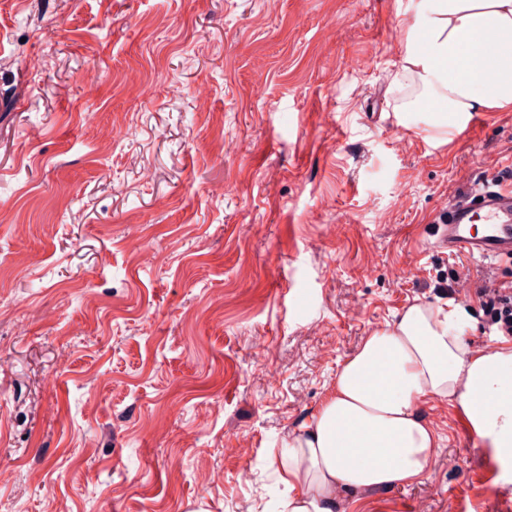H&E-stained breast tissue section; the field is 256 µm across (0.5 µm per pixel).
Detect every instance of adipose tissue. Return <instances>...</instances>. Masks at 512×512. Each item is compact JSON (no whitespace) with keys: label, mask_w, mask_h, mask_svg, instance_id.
Segmentation results:
<instances>
[{"label":"adipose tissue","mask_w":512,"mask_h":512,"mask_svg":"<svg viewBox=\"0 0 512 512\" xmlns=\"http://www.w3.org/2000/svg\"><path fill=\"white\" fill-rule=\"evenodd\" d=\"M407 31L403 74L432 88L440 120L463 128L478 112L512 111V0H429ZM466 312L414 303L366 336L332 391L291 435L276 512H336L342 496L420 481L442 437L427 398L451 403L470 436L512 465V342L472 349Z\"/></svg>","instance_id":"ef3b65f1"}]
</instances>
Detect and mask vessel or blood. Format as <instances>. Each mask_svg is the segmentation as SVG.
Returning a JSON list of instances; mask_svg holds the SVG:
<instances>
[{
    "label": "vessel or blood",
    "mask_w": 512,
    "mask_h": 512,
    "mask_svg": "<svg viewBox=\"0 0 512 512\" xmlns=\"http://www.w3.org/2000/svg\"><path fill=\"white\" fill-rule=\"evenodd\" d=\"M433 246L442 253L492 261L512 255V187L475 183L454 196L435 221Z\"/></svg>",
    "instance_id": "obj_1"
}]
</instances>
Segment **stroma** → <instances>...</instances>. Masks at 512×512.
I'll list each match as a JSON object with an SVG mask.
<instances>
[{"instance_id": "1", "label": "stroma", "mask_w": 512, "mask_h": 512, "mask_svg": "<svg viewBox=\"0 0 512 512\" xmlns=\"http://www.w3.org/2000/svg\"><path fill=\"white\" fill-rule=\"evenodd\" d=\"M423 0H0V512H273L274 454L408 305L512 282L432 247L512 167L400 72ZM459 280L447 287L449 269ZM421 482L336 512H512L444 399Z\"/></svg>"}]
</instances>
